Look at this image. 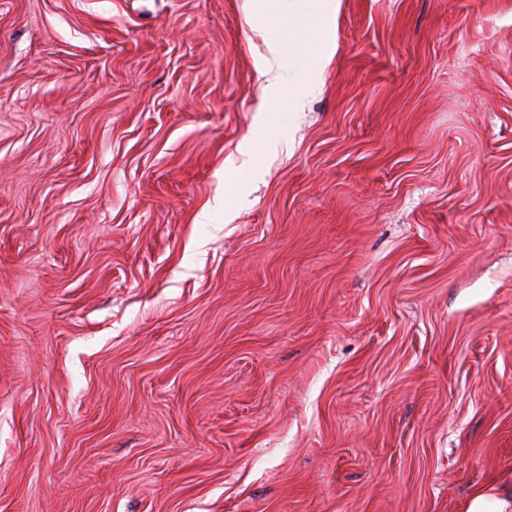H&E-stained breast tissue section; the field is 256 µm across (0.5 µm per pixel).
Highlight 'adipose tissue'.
Listing matches in <instances>:
<instances>
[{
	"label": "adipose tissue",
	"instance_id": "adipose-tissue-1",
	"mask_svg": "<svg viewBox=\"0 0 512 512\" xmlns=\"http://www.w3.org/2000/svg\"><path fill=\"white\" fill-rule=\"evenodd\" d=\"M270 51L272 58L267 61L264 70L265 97L273 101L287 100L289 111H302L307 96L316 88L315 73H294L281 42H272Z\"/></svg>",
	"mask_w": 512,
	"mask_h": 512
}]
</instances>
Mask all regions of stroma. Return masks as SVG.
I'll use <instances>...</instances> for the list:
<instances>
[{
	"mask_svg": "<svg viewBox=\"0 0 512 512\" xmlns=\"http://www.w3.org/2000/svg\"><path fill=\"white\" fill-rule=\"evenodd\" d=\"M0 0V512H466L512 485V0ZM272 59H267L263 75L264 96L272 101L288 99V112H300L305 99L316 88V71L306 75L291 73L293 65L285 55L284 45L275 41L270 44Z\"/></svg>",
	"mask_w": 512,
	"mask_h": 512,
	"instance_id": "35a3bbf8",
	"label": "stroma"
}]
</instances>
